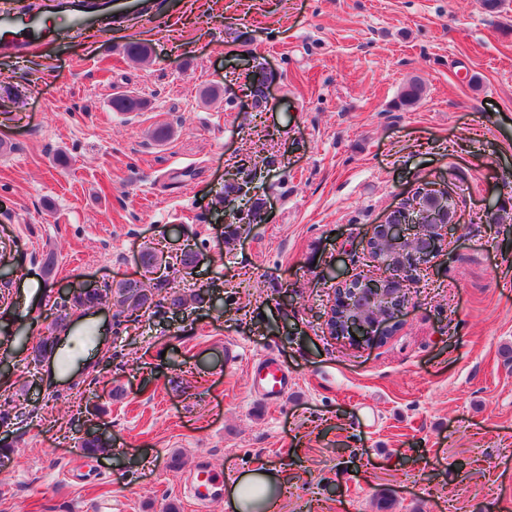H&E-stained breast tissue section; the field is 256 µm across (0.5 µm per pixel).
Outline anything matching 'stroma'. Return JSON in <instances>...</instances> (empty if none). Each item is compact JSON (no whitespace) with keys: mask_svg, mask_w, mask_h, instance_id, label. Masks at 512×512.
<instances>
[{"mask_svg":"<svg viewBox=\"0 0 512 512\" xmlns=\"http://www.w3.org/2000/svg\"><path fill=\"white\" fill-rule=\"evenodd\" d=\"M56 2L0 0L68 33L0 53V360L79 287L148 280L149 247L210 301L69 311L84 357L56 348L65 375L45 363L0 394V512H225L193 503L202 466L279 472L274 512H512V214L490 218L512 210V0H151L93 48ZM414 78L423 99L395 108ZM122 92L145 108L113 111ZM247 155L267 218L228 245L224 183ZM421 180L454 196L446 252L394 336L331 339V270L370 274L364 239ZM189 243L206 259L187 275ZM264 354L293 379L272 405L251 387ZM95 431L112 446L91 455Z\"/></svg>","mask_w":512,"mask_h":512,"instance_id":"1","label":"stroma"}]
</instances>
